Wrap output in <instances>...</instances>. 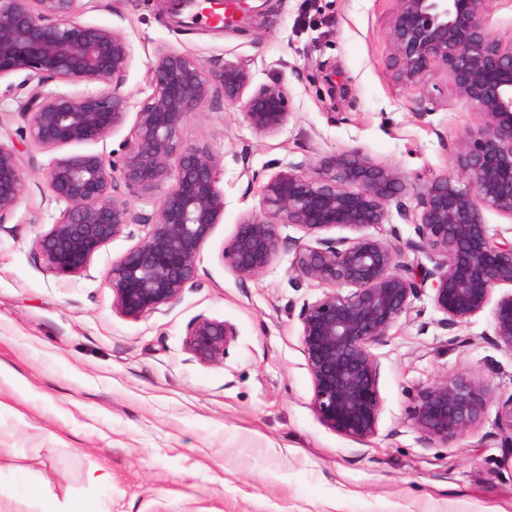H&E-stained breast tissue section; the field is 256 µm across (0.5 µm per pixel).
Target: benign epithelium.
I'll list each match as a JSON object with an SVG mask.
<instances>
[{
    "instance_id": "obj_1",
    "label": "benign epithelium",
    "mask_w": 512,
    "mask_h": 512,
    "mask_svg": "<svg viewBox=\"0 0 512 512\" xmlns=\"http://www.w3.org/2000/svg\"><path fill=\"white\" fill-rule=\"evenodd\" d=\"M388 40L396 79L406 85L443 76L479 115L455 154L456 172L439 175L418 194L417 239L401 248L363 234L387 218V207L405 189L404 176L360 151L322 158L311 173L292 169L262 185L265 217L240 218L224 243L239 280L263 273L278 253L282 224L300 226L315 244H294L299 275L333 291L306 304L301 341L312 378V407L338 435L367 442L378 433L382 400L379 363L371 348L412 316L411 298L431 284L435 307L451 324H465L491 309L497 345L512 351V239L489 233L483 209L512 217V36L485 23L490 0H393ZM75 0H0V78L18 72L38 81L99 83V93L35 94L29 102L31 140L54 150L104 140L127 120L130 103L119 91L130 51L108 26L75 16ZM153 93L136 112L134 139L110 156L70 154L47 172L52 194L68 207L36 240L45 264L60 275L86 271L97 252L134 223L112 195L122 178L144 192L163 188L144 240L112 264V307L137 320L174 303L194 282L197 260L224 221L218 187L220 159L206 144L183 141L190 116L214 93L238 105L257 133L273 135L288 122L289 97L278 82L253 87L249 69L227 63L209 70L177 51L156 54ZM18 149L0 143V217L19 203ZM343 227L354 238H323ZM430 256L433 269L401 261L404 250ZM348 292H342V289ZM233 328L200 318L188 330L197 359H224ZM491 395L485 381L457 374L421 390L413 414L427 439L448 443L484 418ZM496 438L512 453V400L499 407Z\"/></svg>"
}]
</instances>
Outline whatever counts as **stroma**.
<instances>
[{
  "label": "stroma",
  "mask_w": 512,
  "mask_h": 512,
  "mask_svg": "<svg viewBox=\"0 0 512 512\" xmlns=\"http://www.w3.org/2000/svg\"><path fill=\"white\" fill-rule=\"evenodd\" d=\"M247 29L203 17L173 18L170 0H77L76 17L120 32L130 48L121 89L133 108L152 92L158 50L185 52L209 69L248 66L254 85L281 82L286 126L256 133L238 107L215 95L184 126L189 143L221 157L224 221L197 275L161 311L131 320L112 307L114 262L140 243L157 193L115 180L112 193L137 223L75 276L49 270L36 246L65 210L45 174L74 153L109 154L135 135V120L104 141L43 150L23 113L26 73L0 79V143L17 146L21 199L0 217V460L48 480L58 496L97 512H512V459L493 438L512 399V351L494 339L490 312L451 325L431 290L373 348L380 364L377 436L345 438L319 421L298 314L323 296L280 249L258 278L241 282L222 259L240 217L265 216L262 185L275 172L312 171L326 156L358 150L401 172L403 193L385 227L415 238L403 218L432 178L452 172L473 108L446 79L398 82L391 67L392 0H247ZM233 325L220 363L187 349L199 318ZM463 373L483 378L491 403L481 423L449 444L427 441L412 417L418 392ZM95 467L111 487L89 484Z\"/></svg>",
  "instance_id": "1"
}]
</instances>
